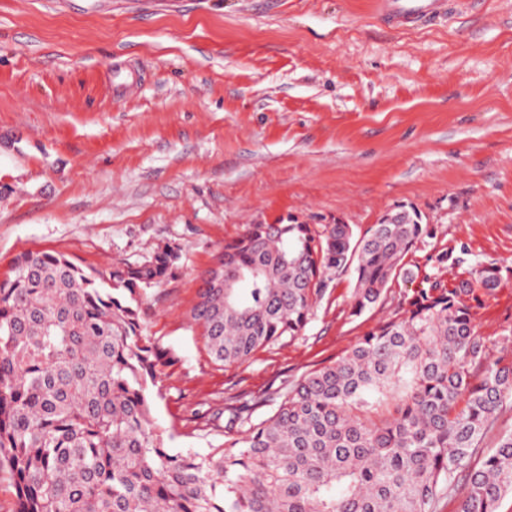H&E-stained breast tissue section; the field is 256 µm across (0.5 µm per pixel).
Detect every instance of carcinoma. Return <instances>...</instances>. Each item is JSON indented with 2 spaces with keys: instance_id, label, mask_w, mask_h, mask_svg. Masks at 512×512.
<instances>
[{
  "instance_id": "cac0c4a2",
  "label": "carcinoma",
  "mask_w": 512,
  "mask_h": 512,
  "mask_svg": "<svg viewBox=\"0 0 512 512\" xmlns=\"http://www.w3.org/2000/svg\"><path fill=\"white\" fill-rule=\"evenodd\" d=\"M394 224L295 216L250 224L203 277L192 319L213 361L243 364L301 335L338 272L355 280L352 315L396 278L432 236L403 206ZM465 244L431 254L425 286L335 362L284 382L252 420L230 409L224 445L172 454L150 388L178 357L143 334L146 289L177 275L181 249L159 247L108 274L46 251L19 255L0 280V466L13 512H498L512 494V434L472 465L497 414L512 408V356L479 336L474 303L504 283L469 263ZM474 282L450 288L444 269Z\"/></svg>"
}]
</instances>
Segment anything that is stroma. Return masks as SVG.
I'll list each match as a JSON object with an SVG mask.
<instances>
[{"instance_id": "obj_1", "label": "stroma", "mask_w": 512, "mask_h": 512, "mask_svg": "<svg viewBox=\"0 0 512 512\" xmlns=\"http://www.w3.org/2000/svg\"><path fill=\"white\" fill-rule=\"evenodd\" d=\"M416 208L407 259L467 244L512 268V0H447L397 29L375 0H0V280L24 251L85 269H181L148 289L144 331L178 363L154 388L171 453L221 445L227 407L335 361L410 297L394 280L351 313L337 274L303 334L214 363L191 312L247 225L338 216L355 230ZM512 329V280L475 308Z\"/></svg>"}]
</instances>
